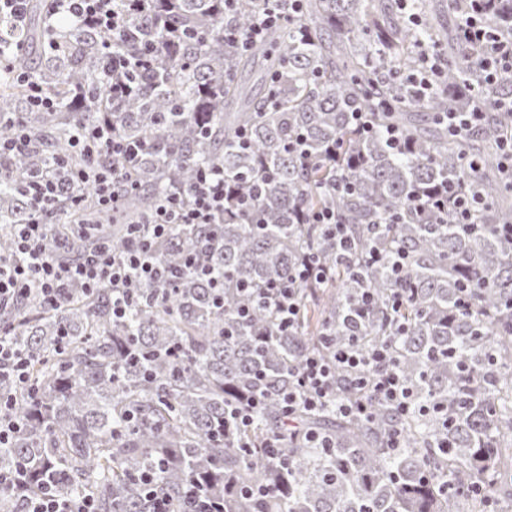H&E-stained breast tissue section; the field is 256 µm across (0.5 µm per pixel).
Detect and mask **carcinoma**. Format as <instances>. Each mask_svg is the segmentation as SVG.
<instances>
[{
    "mask_svg": "<svg viewBox=\"0 0 512 512\" xmlns=\"http://www.w3.org/2000/svg\"><path fill=\"white\" fill-rule=\"evenodd\" d=\"M52 2L31 0L21 28L0 15V137L20 123L31 138L0 159V258L12 257L14 225L30 218L22 183L56 156L65 162L58 182L70 188L71 170L84 163L70 146L80 124L109 118L143 150L131 168L101 159L136 183L116 210L99 208L89 188L80 205L62 197L45 210L47 234L68 256L90 244L68 238L69 225L103 227L100 239L120 251L161 197L188 190L205 170H223L249 199L215 224H182L154 241L177 278L141 289L119 321L112 289L78 284L54 309L34 290L0 311L29 361L25 386L0 376V401L19 422L0 447V469L25 464L29 493L90 496L97 512H154L158 500L169 512H191L198 490L222 498L230 476L279 486L269 497L232 500L230 512H503L499 500L512 502V469L502 466L512 456V237L500 228L512 226V187L495 139L512 128V112L498 108L512 79L481 83L479 53L459 35L464 0H417L416 25L401 0H301L296 17L245 53L224 29L246 33L265 0H233L230 11L225 0H125L112 35L58 23ZM491 2L485 23L512 32V0ZM422 41L443 60L426 94L409 78ZM114 50L140 57L126 73L129 97L104 90L115 80L105 67ZM253 68L260 97L241 82ZM36 85L57 102L53 111L34 107ZM355 109L370 113V131H354ZM474 109L490 124L469 139L449 136L442 116ZM390 125L408 139L402 154L387 145ZM242 129L246 149L237 145ZM298 134L317 162L288 150ZM338 144L339 159L325 158ZM341 179L350 192L334 190ZM450 183L484 201L473 221L486 232L456 230L451 210H416L418 198ZM325 209L355 241L347 260L322 227L299 220ZM398 251L409 255L399 281L386 262L366 266L371 253ZM303 252L336 266V278L299 288L296 328L279 336L238 286L288 277ZM191 253L213 267L211 278L183 269ZM463 284L468 309L457 303ZM396 292L407 303L406 327L393 337L396 364L417 408L402 416L374 403L367 420L301 411L280 449L282 473L261 450L283 424L278 393L292 368L353 336H387L383 315ZM367 293L373 302L360 318ZM242 305L253 308L247 322L237 315ZM257 386L264 405L255 422L224 438L228 405ZM396 428L401 447L390 449ZM159 458L163 471L143 484Z\"/></svg>",
    "mask_w": 512,
    "mask_h": 512,
    "instance_id": "cac0c4a2",
    "label": "carcinoma"
}]
</instances>
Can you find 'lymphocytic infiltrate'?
Listing matches in <instances>:
<instances>
[{"mask_svg": "<svg viewBox=\"0 0 512 512\" xmlns=\"http://www.w3.org/2000/svg\"><path fill=\"white\" fill-rule=\"evenodd\" d=\"M115 0H54L58 19L89 23L104 32L117 28L121 18L114 8ZM270 7L259 13L248 33L238 35L226 30L225 37L241 49L265 39L290 14L298 13L300 0H270ZM469 15L462 37L477 47L482 55L481 69L486 80L497 81L512 75V35L500 36L488 31L480 21L488 0H468ZM76 144L87 155L85 167L71 173L74 192L72 204H80L83 186H92L99 204L116 208L122 191L132 189L129 174H118L112 167L100 164L101 156L110 155L133 162L140 148L125 141L111 121L83 128ZM60 194L58 182L51 171L30 175L25 183V196L33 210L28 223L13 229L16 256L0 262V306L20 301L31 291H38L43 302L59 305L62 288L76 281L94 290L112 287V317L126 316L145 284L168 278L169 271L158 262L151 242L166 236L176 224H212L224 213V174L219 170L203 172L190 193L175 192L158 203L147 230L133 229L128 247L113 251L109 244L96 246L87 257L64 264L58 261L47 239L40 214L46 204ZM336 274L335 267L322 263L313 254H303L288 280H272L254 289V296L263 301L281 333L290 331L299 315L296 292L300 286L324 282ZM295 382L280 395L286 417H293L298 408L314 410L335 403L345 415L365 419L370 411L368 400L374 399L406 414L415 404L412 388L399 373L391 340L368 345L357 342L336 349L333 355H308L294 370ZM346 379L348 393L337 397L339 379ZM11 490L18 498L21 512H96L92 498L78 501L54 497L49 492L37 495L27 490V477L22 469L0 471V490Z\"/></svg>", "mask_w": 512, "mask_h": 512, "instance_id": "obj_1", "label": "lymphocytic infiltrate"}]
</instances>
